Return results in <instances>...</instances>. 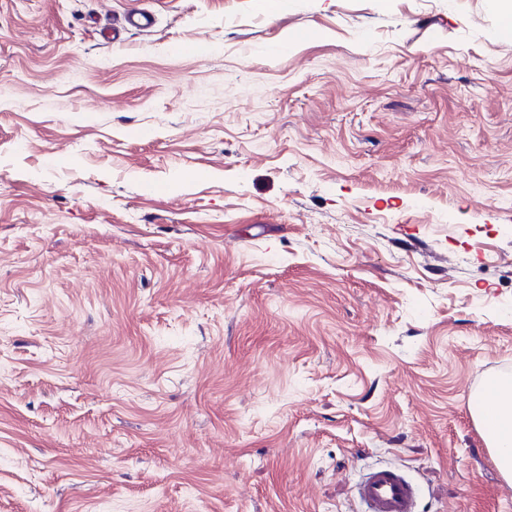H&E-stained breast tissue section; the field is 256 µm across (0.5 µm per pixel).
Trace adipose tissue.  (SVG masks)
<instances>
[{
  "label": "adipose tissue",
  "mask_w": 512,
  "mask_h": 512,
  "mask_svg": "<svg viewBox=\"0 0 512 512\" xmlns=\"http://www.w3.org/2000/svg\"><path fill=\"white\" fill-rule=\"evenodd\" d=\"M475 421L499 469L512 481V379L488 381L471 403Z\"/></svg>",
  "instance_id": "obj_1"
}]
</instances>
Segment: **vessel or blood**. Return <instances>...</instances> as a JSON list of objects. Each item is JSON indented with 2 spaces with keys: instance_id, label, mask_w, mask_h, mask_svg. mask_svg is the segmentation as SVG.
I'll return each mask as SVG.
<instances>
[{
  "instance_id": "b4317fda",
  "label": "vessel or blood",
  "mask_w": 512,
  "mask_h": 512,
  "mask_svg": "<svg viewBox=\"0 0 512 512\" xmlns=\"http://www.w3.org/2000/svg\"><path fill=\"white\" fill-rule=\"evenodd\" d=\"M354 495L361 512H419L418 486L392 466L366 470L354 483Z\"/></svg>"
}]
</instances>
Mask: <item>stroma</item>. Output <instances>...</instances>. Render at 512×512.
I'll use <instances>...</instances> for the list:
<instances>
[{
  "label": "stroma",
  "mask_w": 512,
  "mask_h": 512,
  "mask_svg": "<svg viewBox=\"0 0 512 512\" xmlns=\"http://www.w3.org/2000/svg\"><path fill=\"white\" fill-rule=\"evenodd\" d=\"M497 377L490 0H0V512H512ZM492 408L496 421L490 422L487 410ZM475 421L487 447L508 482L512 481V379H492L485 391L471 402ZM354 495L361 512H419L418 486L392 466L366 470L354 483Z\"/></svg>",
  "instance_id": "obj_1"
}]
</instances>
